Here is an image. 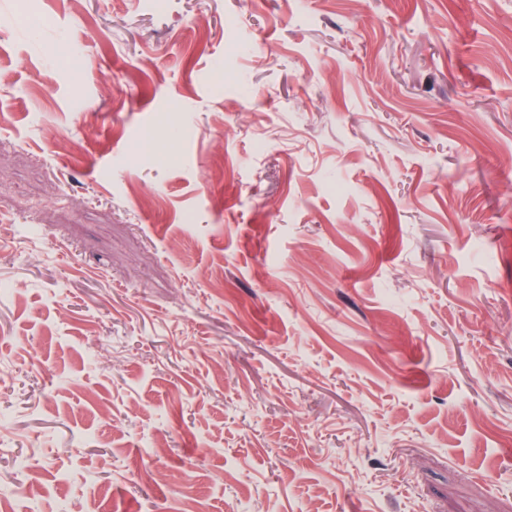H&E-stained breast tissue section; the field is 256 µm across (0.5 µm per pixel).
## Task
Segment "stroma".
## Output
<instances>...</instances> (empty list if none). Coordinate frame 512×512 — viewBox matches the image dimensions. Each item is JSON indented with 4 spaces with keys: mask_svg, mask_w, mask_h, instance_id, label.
I'll use <instances>...</instances> for the list:
<instances>
[{
    "mask_svg": "<svg viewBox=\"0 0 512 512\" xmlns=\"http://www.w3.org/2000/svg\"><path fill=\"white\" fill-rule=\"evenodd\" d=\"M25 506L512 512V0H0Z\"/></svg>",
    "mask_w": 512,
    "mask_h": 512,
    "instance_id": "35a3bbf8",
    "label": "stroma"
}]
</instances>
